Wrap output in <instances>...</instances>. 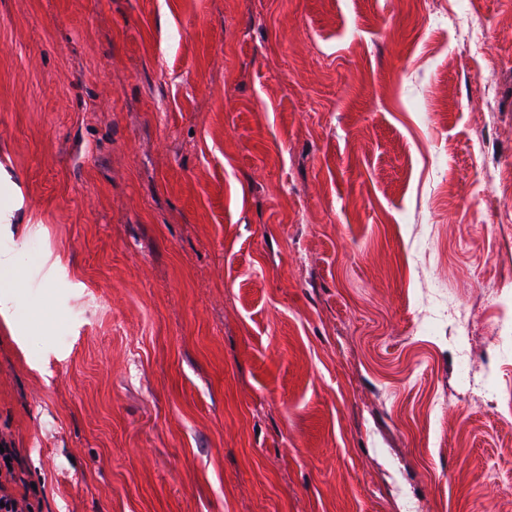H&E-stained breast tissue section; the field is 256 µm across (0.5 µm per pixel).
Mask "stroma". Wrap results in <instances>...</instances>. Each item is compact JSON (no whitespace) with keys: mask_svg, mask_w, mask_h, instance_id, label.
<instances>
[{"mask_svg":"<svg viewBox=\"0 0 512 512\" xmlns=\"http://www.w3.org/2000/svg\"><path fill=\"white\" fill-rule=\"evenodd\" d=\"M454 2L0 0L33 512H512V0Z\"/></svg>","mask_w":512,"mask_h":512,"instance_id":"stroma-1","label":"stroma"}]
</instances>
